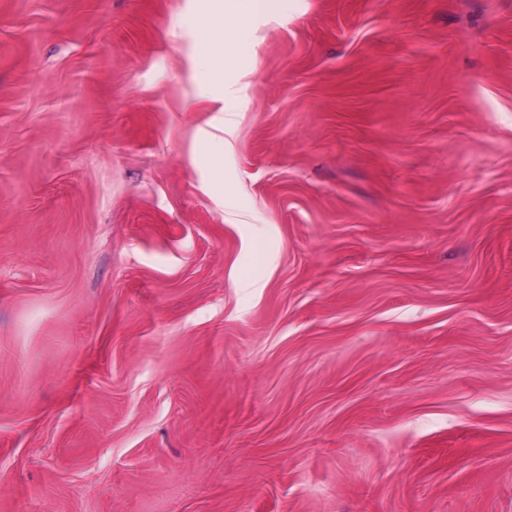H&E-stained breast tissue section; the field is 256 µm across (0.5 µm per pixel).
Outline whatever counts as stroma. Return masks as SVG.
<instances>
[{"label": "stroma", "instance_id": "35a3bbf8", "mask_svg": "<svg viewBox=\"0 0 512 512\" xmlns=\"http://www.w3.org/2000/svg\"><path fill=\"white\" fill-rule=\"evenodd\" d=\"M202 2L0 0V512H512V0Z\"/></svg>", "mask_w": 512, "mask_h": 512}]
</instances>
